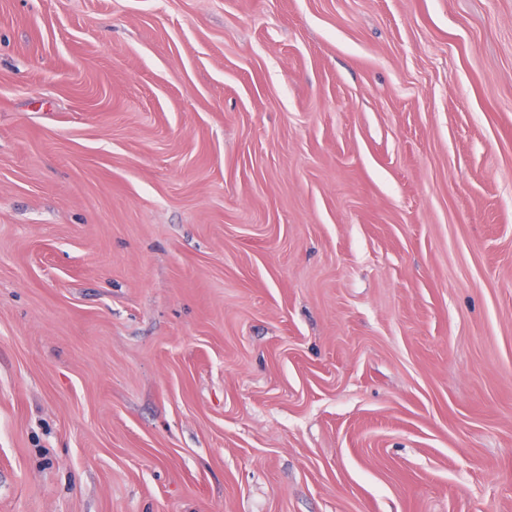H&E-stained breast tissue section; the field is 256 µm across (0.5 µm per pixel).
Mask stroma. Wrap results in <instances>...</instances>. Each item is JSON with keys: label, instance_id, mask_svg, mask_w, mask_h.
<instances>
[{"label": "stroma", "instance_id": "stroma-1", "mask_svg": "<svg viewBox=\"0 0 512 512\" xmlns=\"http://www.w3.org/2000/svg\"><path fill=\"white\" fill-rule=\"evenodd\" d=\"M0 512H512V0H0Z\"/></svg>", "mask_w": 512, "mask_h": 512}]
</instances>
